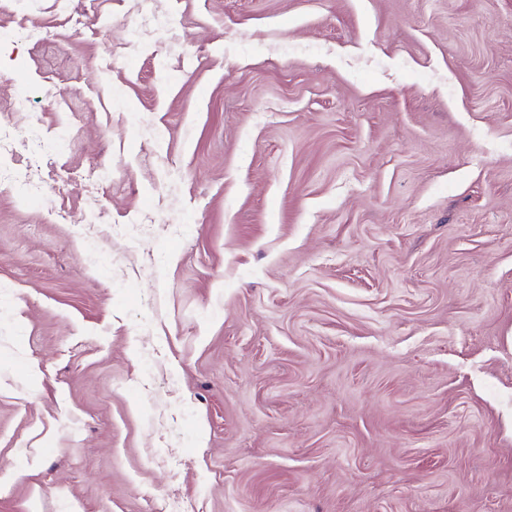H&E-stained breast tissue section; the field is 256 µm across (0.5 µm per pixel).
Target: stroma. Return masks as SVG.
Wrapping results in <instances>:
<instances>
[{
  "label": "stroma",
  "mask_w": 512,
  "mask_h": 512,
  "mask_svg": "<svg viewBox=\"0 0 512 512\" xmlns=\"http://www.w3.org/2000/svg\"><path fill=\"white\" fill-rule=\"evenodd\" d=\"M76 6L0 0V512H512V0Z\"/></svg>",
  "instance_id": "1"
}]
</instances>
